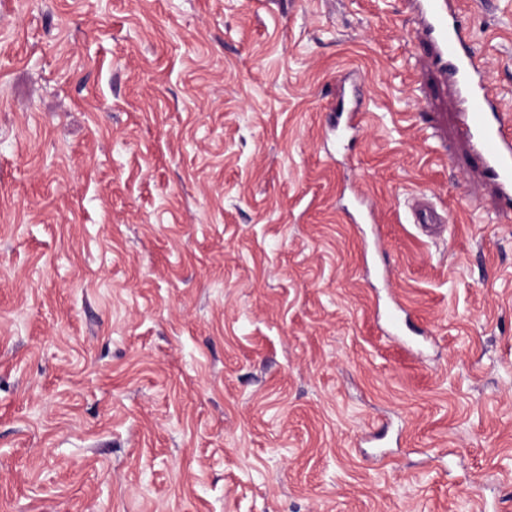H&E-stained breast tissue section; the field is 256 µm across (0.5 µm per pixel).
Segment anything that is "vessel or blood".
I'll return each instance as SVG.
<instances>
[{"instance_id": "vessel-or-blood-1", "label": "vessel or blood", "mask_w": 512, "mask_h": 512, "mask_svg": "<svg viewBox=\"0 0 512 512\" xmlns=\"http://www.w3.org/2000/svg\"><path fill=\"white\" fill-rule=\"evenodd\" d=\"M417 15L416 37L427 59L454 86L461 101L460 134L482 162L498 197L512 202V114L503 107L489 83L482 62L467 46L454 0H411ZM336 124L357 131L363 122L359 96L338 100Z\"/></svg>"}]
</instances>
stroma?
Listing matches in <instances>:
<instances>
[{
  "label": "stroma",
  "mask_w": 512,
  "mask_h": 512,
  "mask_svg": "<svg viewBox=\"0 0 512 512\" xmlns=\"http://www.w3.org/2000/svg\"><path fill=\"white\" fill-rule=\"evenodd\" d=\"M459 5L512 108V0ZM413 28L0 0V512H512V209ZM333 112H336V131L341 127L342 130L355 132L362 126L364 113L357 94L348 100L342 97L336 102Z\"/></svg>",
  "instance_id": "35a3bbf8"
}]
</instances>
